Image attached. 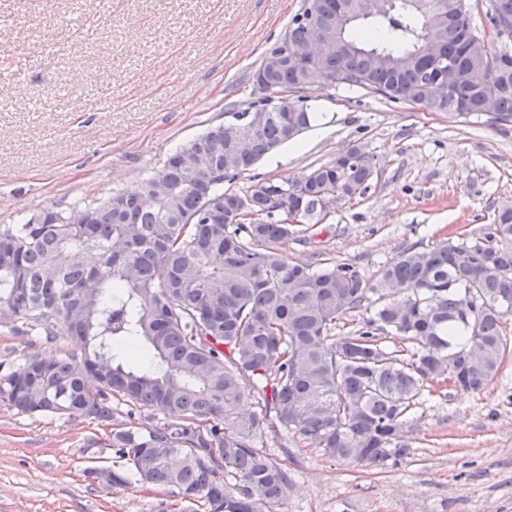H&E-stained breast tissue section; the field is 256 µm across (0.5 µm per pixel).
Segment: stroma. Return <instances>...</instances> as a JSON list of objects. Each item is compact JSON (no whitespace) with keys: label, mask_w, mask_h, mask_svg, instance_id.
I'll return each mask as SVG.
<instances>
[{"label":"stroma","mask_w":512,"mask_h":512,"mask_svg":"<svg viewBox=\"0 0 512 512\" xmlns=\"http://www.w3.org/2000/svg\"><path fill=\"white\" fill-rule=\"evenodd\" d=\"M302 0H0V226L43 209L99 203L252 101L251 74ZM320 130L261 160L253 176L298 180L357 146L376 159L368 192L282 247L293 262L332 257L372 275L404 249L482 233L512 204V123L395 103L362 88L312 83ZM0 327V374L33 353L76 351ZM111 423L30 415L0 400V512H179L133 483L111 429L162 421L112 399ZM404 461L362 467L270 433L267 456L291 487L275 512H512V352L481 392L447 386L412 411Z\"/></svg>","instance_id":"obj_1"}]
</instances>
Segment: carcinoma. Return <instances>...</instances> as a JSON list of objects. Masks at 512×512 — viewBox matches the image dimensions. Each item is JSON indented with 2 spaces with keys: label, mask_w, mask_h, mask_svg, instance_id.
<instances>
[{
  "label": "carcinoma",
  "mask_w": 512,
  "mask_h": 512,
  "mask_svg": "<svg viewBox=\"0 0 512 512\" xmlns=\"http://www.w3.org/2000/svg\"><path fill=\"white\" fill-rule=\"evenodd\" d=\"M361 0H303L285 32L303 45L310 19L336 42L316 63L267 74L278 106L239 162L230 141L255 103L169 154L155 174L96 205L43 210L0 227V326L22 325L79 352L45 362L30 355L0 377V397L24 413H80L112 420V396L159 410L143 431L112 430L127 459L112 486L140 481L208 512H266L282 504L288 470L255 446L272 422L323 454L383 466L410 453L401 434L423 390L455 376L480 392L497 374L512 315V207L479 236L408 248L372 276L354 265L315 269L288 261L280 245L301 221H322L330 194L369 188L375 157L334 160L303 179L224 187L312 127L316 114L290 96L311 75L435 112L482 113L512 122V0H491L495 35L471 27L465 0H394L354 36L348 13ZM511 34L501 37L502 29ZM433 42L436 57L422 56ZM452 88L434 95L439 65ZM365 312L338 339L336 321ZM410 345L388 350L381 334ZM253 400L260 411L239 412ZM235 479L228 486L218 476Z\"/></svg>",
  "instance_id": "carcinoma-1"
}]
</instances>
